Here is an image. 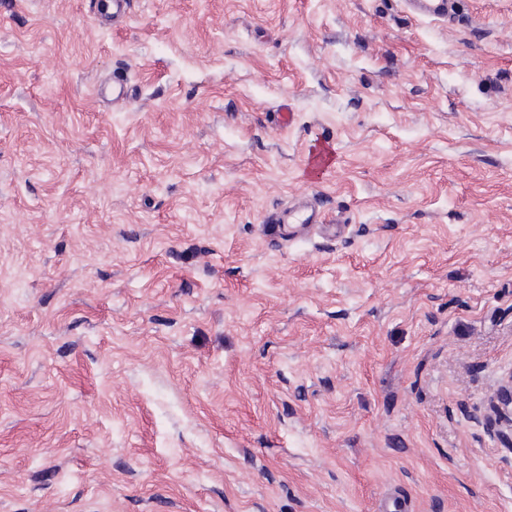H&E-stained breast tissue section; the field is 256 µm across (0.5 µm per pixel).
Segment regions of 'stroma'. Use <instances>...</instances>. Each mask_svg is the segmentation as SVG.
Wrapping results in <instances>:
<instances>
[{
    "label": "stroma",
    "instance_id": "stroma-1",
    "mask_svg": "<svg viewBox=\"0 0 512 512\" xmlns=\"http://www.w3.org/2000/svg\"><path fill=\"white\" fill-rule=\"evenodd\" d=\"M97 14L0 0V512H512V0ZM410 4L420 15L446 18L452 15L455 0H410ZM334 161L333 149L328 142H325L312 156L308 164V175L312 180L321 179L324 171L331 166ZM270 231L275 236H284L287 232L285 224H318V213L312 205L304 203L295 209H291L281 215L269 217Z\"/></svg>",
    "mask_w": 512,
    "mask_h": 512
}]
</instances>
